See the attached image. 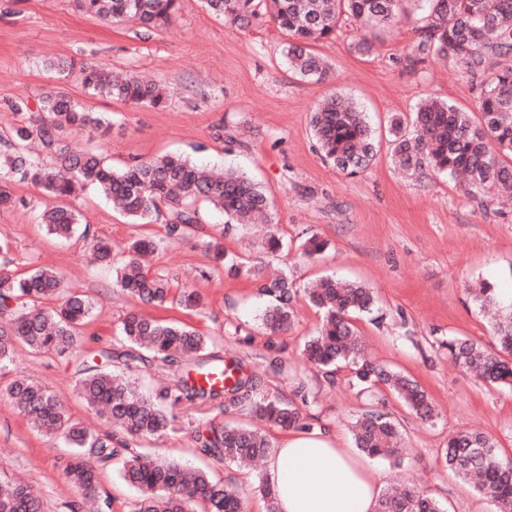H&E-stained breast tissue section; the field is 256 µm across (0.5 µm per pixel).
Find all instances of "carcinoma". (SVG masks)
<instances>
[{"mask_svg":"<svg viewBox=\"0 0 512 512\" xmlns=\"http://www.w3.org/2000/svg\"><path fill=\"white\" fill-rule=\"evenodd\" d=\"M404 0H203L206 8L231 25L249 26L265 5L270 17L288 33L282 55L289 68L307 80H322L326 65L308 50L312 42L330 38L341 15L351 16L364 31L393 27L405 10ZM422 13L416 19L414 43L404 57L410 71L430 61L452 62L479 75L480 123L452 103L424 98L411 119L395 115L388 133L392 160L406 172L426 169L449 175L461 174L469 195L475 197L488 183L505 200L512 199V0H418ZM83 13L106 24L134 22L144 38L166 26L180 9L181 0H75ZM48 67L60 73L77 66L57 59ZM83 87L93 96L117 99L135 107L164 106L166 89L137 75L116 77L95 62L78 66ZM11 108L22 120L11 131L14 152L0 155V207L15 205L8 183L29 181L50 200L40 213L46 234L67 239L80 224L78 212L58 201L77 195L86 185L96 187L131 224H148L166 208L165 224L170 238L184 228L201 223L197 204L224 213L227 221L273 223L262 186L228 168L213 174L180 155L164 154L116 169L98 149L76 150L65 139L72 127L97 131L106 124L57 90L42 92L31 106L19 99ZM310 128L322 156L337 170L355 175L375 157L374 130L367 113L352 98L332 96L311 113ZM164 240L151 236L130 239L118 253L112 241L92 237L97 263L112 268L115 283L140 301L156 306L176 303L187 309L201 305L200 294L185 290L171 295L165 276L153 274L148 257ZM215 262L229 277L254 279L275 303L265 309L261 322L270 335L291 326L295 284L288 275H263V268L249 265L224 251L218 238L206 243ZM472 301L483 310L497 312L488 346L466 339L446 342L452 361L491 385L512 389V304L500 301L488 282L471 290ZM305 299L324 315L316 335L303 344L301 355L319 370L345 364L352 383L363 390L385 387L423 422L436 417L432 401L412 377L372 362L351 321L354 314H370L376 307L374 292L360 282L333 276L321 278L305 290ZM54 302L49 309L40 307ZM94 303L85 295L61 287V276L39 267L22 276L0 275V369L11 361L16 344L35 352L70 356L76 349L79 329L93 313ZM124 339L144 346L151 363L170 373L174 380L156 396H146L133 383L97 364L84 365L76 388L85 402L96 407L132 437L154 436L165 430L168 419L163 404L186 401L213 405L221 412L249 411L281 428H305L298 406L263 392V380L243 361L218 353L198 359L211 339L187 324L129 315L121 330ZM195 361V379L179 366L181 359ZM8 398L35 426L47 434L61 435L74 448L66 467L68 480L84 495L96 499L98 478L92 461L123 457V479L141 491L134 512H192L202 501L206 512H244L239 494L204 471H191L173 461H158L135 453L128 444L106 434L96 436L72 420L57 396L29 380H16L6 390ZM356 447L377 458H392L401 441V424L390 413L368 407L352 425ZM201 453L224 463L252 464L266 458L272 448L258 431L237 423L209 427L201 441ZM443 463L456 476L470 481L490 498L498 512H512V464L499 457L496 443L479 430L463 431L448 438ZM0 512H43L38 496L27 485H13L0 492ZM378 512H445L442 506L419 491L395 486L379 501Z\"/></svg>","mask_w":512,"mask_h":512,"instance_id":"1","label":"carcinoma"}]
</instances>
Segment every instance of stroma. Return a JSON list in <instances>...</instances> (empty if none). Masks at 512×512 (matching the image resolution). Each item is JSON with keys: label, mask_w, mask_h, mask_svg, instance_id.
<instances>
[{"label": "stroma", "mask_w": 512, "mask_h": 512, "mask_svg": "<svg viewBox=\"0 0 512 512\" xmlns=\"http://www.w3.org/2000/svg\"><path fill=\"white\" fill-rule=\"evenodd\" d=\"M361 34L345 17L332 38L313 44L327 65L326 78L316 82L291 71L281 54L286 35L264 12L240 30L208 11L202 0H181L173 24L144 40L133 25H107L83 14L74 0H0V138L18 120L13 102L59 88L112 123L101 138L70 130L68 140L75 147L100 148L117 168L166 153L187 155L210 169L235 168L263 185L275 216L268 228L229 226L222 214L202 208L201 224L160 248L148 264L172 278L174 287L199 290L205 304L197 311L153 307L113 286L111 269L91 262L84 238L46 236L37 219V187L10 183L16 203L0 209V238L10 244L9 262L0 272L52 268L66 288L88 296L95 309L73 355L34 352L20 344L12 362L0 370V482L28 483L41 496L45 512H93L64 477L71 448L60 437L33 428L3 392L18 378L39 381L73 419L95 433L110 432V424L78 395L75 382L79 369L99 350L124 351L119 330L135 311L210 336L213 350L263 374L266 393L291 401L298 382H307L302 413L312 432L339 437L345 446L354 444L350 423L357 414L370 406L389 412L401 424L407 451L397 463L376 461L388 481L417 487L446 512H497L492 502L448 472L442 454L450 433L473 428L495 441L502 461L512 462V390L485 384L454 366L440 343L451 337L490 343V324L466 288L484 280L512 297V206L500 205L490 191L474 201L444 173L421 179L402 174L391 161L388 143L391 116L409 115L428 94L480 120V78L442 61L406 73L400 60L415 38L413 18L379 33L375 51L365 57L350 50ZM64 58L148 76L168 88L169 99L161 108H133L88 95L76 78L60 79L46 70V61ZM335 93L360 102L375 129L377 156L368 169L352 176L322 159L310 129L313 107ZM72 205L92 233L111 238L115 247H123L138 231L95 187H87ZM269 232L283 243L274 254L264 246ZM218 234L228 253L266 264L272 272L288 271L297 287L333 273L373 288L376 315L354 320L367 353L373 362L413 376L436 405L437 419L421 422L387 390L359 393L347 367L331 374L307 367L300 351L322 316L304 303L291 328L272 339L282 365L270 367V339L259 320L268 298L245 278L226 276L215 267L205 243ZM314 234L328 247L316 258H303L300 245ZM166 413L170 425L165 431L130 439V448L210 470L239 492L246 512H264L255 471L218 462L199 450V433L228 421V414L181 404L167 407ZM121 466L118 458L96 465L99 492L109 497L110 512H129L141 496L122 480Z\"/></svg>", "instance_id": "obj_1"}]
</instances>
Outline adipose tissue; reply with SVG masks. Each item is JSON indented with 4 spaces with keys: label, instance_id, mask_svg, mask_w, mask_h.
<instances>
[{
    "label": "adipose tissue",
    "instance_id": "ef3b65f1",
    "mask_svg": "<svg viewBox=\"0 0 512 512\" xmlns=\"http://www.w3.org/2000/svg\"><path fill=\"white\" fill-rule=\"evenodd\" d=\"M278 512H377L381 471L322 435L288 438L269 459Z\"/></svg>",
    "mask_w": 512,
    "mask_h": 512
}]
</instances>
